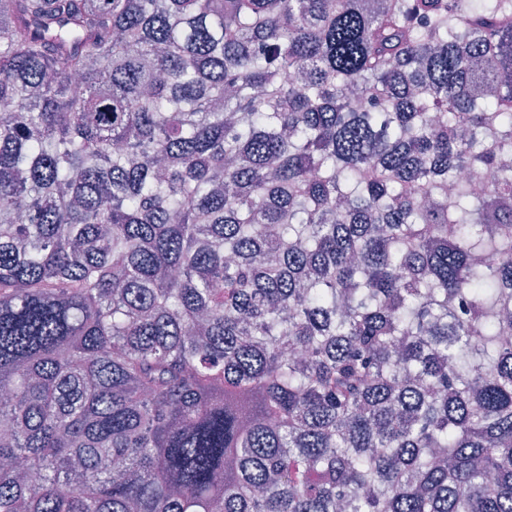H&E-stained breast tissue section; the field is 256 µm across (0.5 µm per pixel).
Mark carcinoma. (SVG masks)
I'll return each mask as SVG.
<instances>
[{"mask_svg":"<svg viewBox=\"0 0 512 512\" xmlns=\"http://www.w3.org/2000/svg\"><path fill=\"white\" fill-rule=\"evenodd\" d=\"M509 155L512 0H0V512H512Z\"/></svg>","mask_w":512,"mask_h":512,"instance_id":"carcinoma-1","label":"carcinoma"}]
</instances>
